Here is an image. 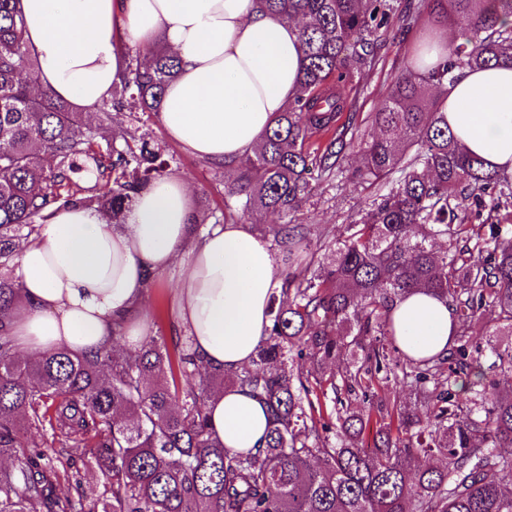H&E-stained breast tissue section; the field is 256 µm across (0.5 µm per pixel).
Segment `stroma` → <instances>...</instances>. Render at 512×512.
Instances as JSON below:
<instances>
[{
    "mask_svg": "<svg viewBox=\"0 0 512 512\" xmlns=\"http://www.w3.org/2000/svg\"><path fill=\"white\" fill-rule=\"evenodd\" d=\"M427 27L428 19L423 16L413 27L396 28L394 37L381 44L371 68L355 82L353 88L347 89V108L357 115L359 134L368 136L373 133L371 113L377 111L394 77L415 55L416 45ZM112 130L116 137L115 144L95 140L88 153L78 155L71 161L62 181L61 194H101L112 182V148L123 147L127 142L134 144L145 138L152 140L159 148L168 164V175L182 178L193 186L195 210L203 221L209 224L224 223L228 212L224 197V185L229 181L226 169L201 161L169 140L161 123L152 114L115 113ZM375 193V188H361L352 183L347 175H325L314 181L309 197L293 220L298 224L310 225L315 230L325 228L339 233L349 223L351 215L371 200ZM185 270V263L179 261L170 270L155 275L148 293L151 336L170 346L186 341L183 330L175 323L176 302L173 296L175 283ZM52 482L60 496L74 498L82 490L94 491L99 496L104 491L102 475L92 470L89 462L81 460L71 468L57 471Z\"/></svg>",
    "mask_w": 512,
    "mask_h": 512,
    "instance_id": "stroma-1",
    "label": "stroma"
}]
</instances>
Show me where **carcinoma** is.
Masks as SVG:
<instances>
[{"mask_svg":"<svg viewBox=\"0 0 512 512\" xmlns=\"http://www.w3.org/2000/svg\"><path fill=\"white\" fill-rule=\"evenodd\" d=\"M20 2L0 0V457L17 458L0 468V512H85L86 492L75 502L51 490L53 462L74 450L107 478L103 512H512V455L502 452L512 448V231L468 223L474 208L512 205V181L458 142L430 97L466 69L512 67V26L499 21L512 0H419L433 23L447 12L472 36L432 66L416 58L372 113L376 133L356 144L344 91L393 31L390 0H260L278 19L305 20L304 65L293 102L224 196L242 217L286 216L317 176L391 187L339 238L317 234L332 248L325 263L309 225H258L281 248V289L252 365L233 373L203 370L186 344L133 350L118 336L91 357L12 352L21 231L54 203L95 201L124 223L139 191L164 176L151 142L112 148V185L94 201L61 197V168L104 137L112 113L161 111L179 65L164 49L147 66L129 58L92 125L50 90L31 93ZM356 147L362 166L352 168ZM419 291L448 301L456 328L446 352L413 358L391 310ZM394 386L411 400L390 402ZM228 387L270 414L262 447L246 454L224 450L210 429L206 404ZM51 405L68 447L16 457Z\"/></svg>","mask_w":512,"mask_h":512,"instance_id":"cac0c4a2","label":"carcinoma"}]
</instances>
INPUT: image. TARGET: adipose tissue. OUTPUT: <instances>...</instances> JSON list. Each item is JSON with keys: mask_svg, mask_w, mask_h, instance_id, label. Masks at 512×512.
I'll return each instance as SVG.
<instances>
[{"mask_svg": "<svg viewBox=\"0 0 512 512\" xmlns=\"http://www.w3.org/2000/svg\"><path fill=\"white\" fill-rule=\"evenodd\" d=\"M21 2L37 86L73 107H93L120 82L128 62L120 40L178 55L180 75L157 117L169 139L214 165L235 168L293 98L298 25L268 15L259 0ZM441 110L471 153L512 174V68L464 71L442 94ZM183 251L189 263L174 294L192 350L209 367L249 365L281 284L268 244L237 221L196 231L192 193L178 177L142 190L119 226L91 207L49 208L14 261L22 296L12 311L16 353L90 355L116 331L126 348L148 343L145 275L167 270ZM392 318L410 355L447 348L453 311L441 299L412 294ZM207 412L226 450L263 443L267 412L248 392L225 389Z\"/></svg>", "mask_w": 512, "mask_h": 512, "instance_id": "1", "label": "adipose tissue"}]
</instances>
